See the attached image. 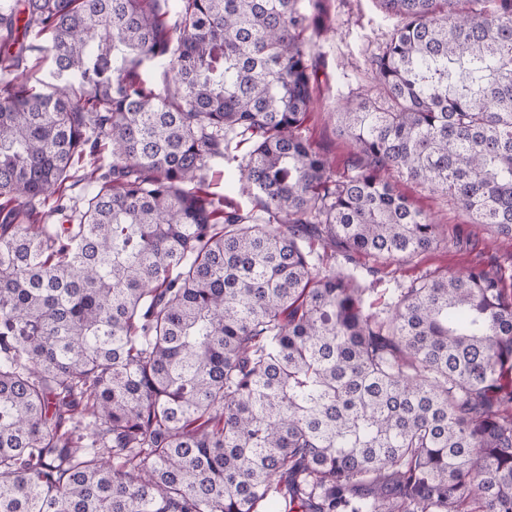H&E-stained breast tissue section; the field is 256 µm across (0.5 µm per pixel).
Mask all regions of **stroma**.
I'll list each match as a JSON object with an SVG mask.
<instances>
[{
  "label": "stroma",
  "mask_w": 512,
  "mask_h": 512,
  "mask_svg": "<svg viewBox=\"0 0 512 512\" xmlns=\"http://www.w3.org/2000/svg\"><path fill=\"white\" fill-rule=\"evenodd\" d=\"M312 15L314 21L304 33V44L315 81L303 133L341 174L350 169L356 150L339 132L336 107L346 101L358 103L373 87L370 61L388 40L393 22L377 0H319ZM49 40V35L32 32L19 41V71L37 92L47 91L54 81L53 62L40 51ZM248 149V144L242 143L232 158L212 159L206 177L213 191L232 200L249 223L262 224L266 214L237 176L238 162L246 158ZM390 182L414 207L433 213L445 225L446 235L437 249L413 258L384 261L355 256L349 264L367 287L368 300L376 309H387L398 289L409 287L420 276L466 266L501 272L507 287L512 288V237L498 234L492 227L469 224L465 213L449 204L447 197L401 174H391Z\"/></svg>",
  "instance_id": "stroma-1"
}]
</instances>
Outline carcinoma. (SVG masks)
Listing matches in <instances>:
<instances>
[{
	"instance_id": "cac0c4a2",
	"label": "carcinoma",
	"mask_w": 512,
	"mask_h": 512,
	"mask_svg": "<svg viewBox=\"0 0 512 512\" xmlns=\"http://www.w3.org/2000/svg\"><path fill=\"white\" fill-rule=\"evenodd\" d=\"M379 2L341 177L302 136L300 0L0 13V72L34 29L56 80L0 87V512H512V289L438 271L380 312L304 245L437 248L395 169L512 236V0ZM231 134L266 224L206 182ZM87 156L94 193L43 222Z\"/></svg>"
}]
</instances>
